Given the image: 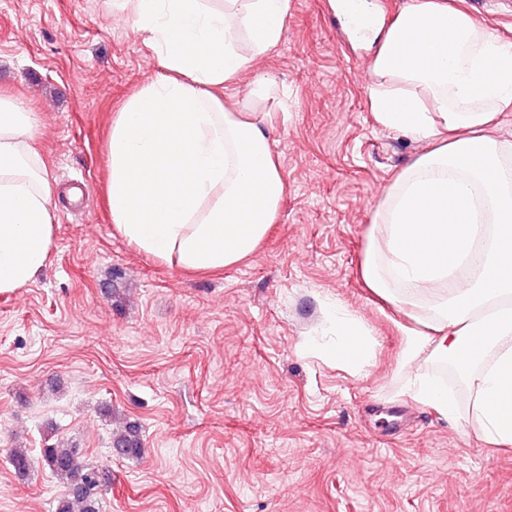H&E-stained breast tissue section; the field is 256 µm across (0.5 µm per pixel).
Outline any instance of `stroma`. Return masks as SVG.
I'll list each match as a JSON object with an SVG mask.
<instances>
[{"mask_svg":"<svg viewBox=\"0 0 512 512\" xmlns=\"http://www.w3.org/2000/svg\"><path fill=\"white\" fill-rule=\"evenodd\" d=\"M112 2L0 0V96L39 114L54 194L45 268L0 294V512H55L64 488L38 454L56 439L111 472L102 512H512V447L481 440L442 361L420 366L455 391L457 421L405 394L409 319L360 274L376 205L429 148L375 122L376 44L341 36L334 0H289L278 45L224 86L269 134L277 219L241 262L194 274L112 223V120L160 71ZM448 5L512 40V0ZM331 302L376 341L362 371L330 355ZM128 422L143 458L110 452Z\"/></svg>","mask_w":512,"mask_h":512,"instance_id":"35a3bbf8","label":"stroma"}]
</instances>
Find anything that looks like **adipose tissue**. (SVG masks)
<instances>
[{"label": "adipose tissue", "mask_w": 512, "mask_h": 512, "mask_svg": "<svg viewBox=\"0 0 512 512\" xmlns=\"http://www.w3.org/2000/svg\"><path fill=\"white\" fill-rule=\"evenodd\" d=\"M162 74L112 121V222L138 251L186 270L252 253L285 183L259 119L217 91L280 41L288 0H116ZM370 64L375 121L430 152L379 202L362 276L377 296L429 316L404 331L405 388L447 418L454 395L418 367L450 363L473 395L482 438L512 446V141L490 131L512 112V42L445 0H407ZM37 113L0 98V293L25 287L53 242L52 188L33 142ZM331 355L359 370L375 345L338 304Z\"/></svg>", "instance_id": "obj_1"}]
</instances>
